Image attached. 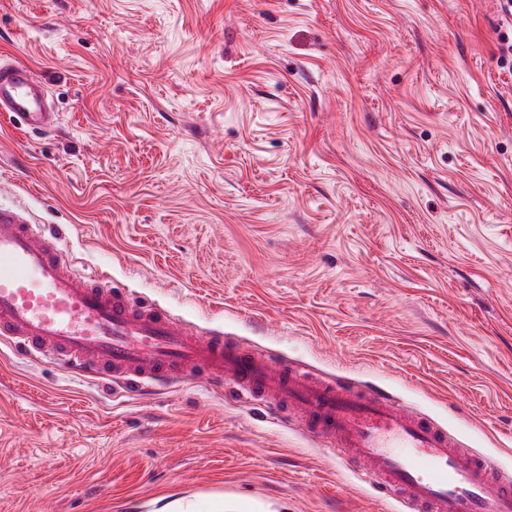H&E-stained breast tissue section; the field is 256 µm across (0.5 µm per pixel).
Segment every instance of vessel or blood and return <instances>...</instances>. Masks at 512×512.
<instances>
[{
	"label": "vessel or blood",
	"mask_w": 512,
	"mask_h": 512,
	"mask_svg": "<svg viewBox=\"0 0 512 512\" xmlns=\"http://www.w3.org/2000/svg\"><path fill=\"white\" fill-rule=\"evenodd\" d=\"M0 112L21 128L54 127L58 115L26 64L0 61ZM65 230L48 233L0 204V340L18 353L104 385L173 382L207 373L214 388L279 413L296 410L340 466L361 471L380 501L401 512H512V473L463 448L447 428L387 390L282 365L221 333L198 330L134 297L102 270L66 260Z\"/></svg>",
	"instance_id": "b4317fda"
}]
</instances>
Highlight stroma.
Returning a JSON list of instances; mask_svg holds the SVG:
<instances>
[{
  "label": "stroma",
  "mask_w": 512,
  "mask_h": 512,
  "mask_svg": "<svg viewBox=\"0 0 512 512\" xmlns=\"http://www.w3.org/2000/svg\"><path fill=\"white\" fill-rule=\"evenodd\" d=\"M497 0H0L59 115L0 202L190 324L392 391L512 471V58ZM385 512L296 420L0 342V512ZM166 512H264L261 504L245 499H224V502L215 500L183 501L170 503Z\"/></svg>",
  "instance_id": "1"
}]
</instances>
